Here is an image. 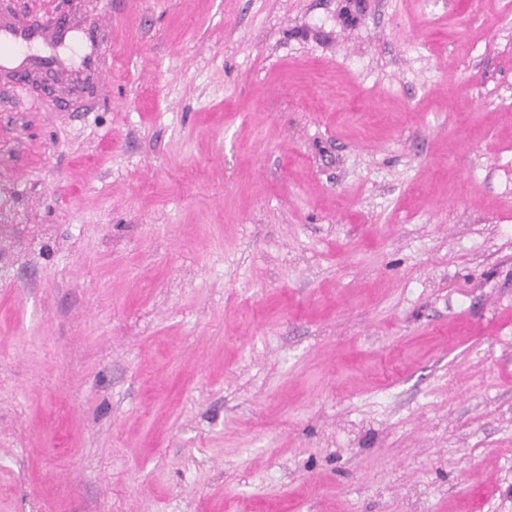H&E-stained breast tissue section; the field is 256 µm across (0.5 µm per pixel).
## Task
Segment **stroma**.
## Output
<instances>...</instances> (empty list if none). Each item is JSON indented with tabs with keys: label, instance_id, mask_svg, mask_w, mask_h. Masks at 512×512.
<instances>
[{
	"label": "stroma",
	"instance_id": "1",
	"mask_svg": "<svg viewBox=\"0 0 512 512\" xmlns=\"http://www.w3.org/2000/svg\"><path fill=\"white\" fill-rule=\"evenodd\" d=\"M0 85V512H512V0H84ZM98 13L88 14L80 27L52 11L35 15L25 21L0 20V64L10 77L4 82L19 95L28 93L26 79L30 72L40 70L56 73L59 79L91 74L101 78L111 64L100 36L112 29ZM69 47L72 55L59 50Z\"/></svg>",
	"mask_w": 512,
	"mask_h": 512
}]
</instances>
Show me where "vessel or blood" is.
Listing matches in <instances>:
<instances>
[{"label": "vessel or blood", "instance_id": "vessel-or-blood-1", "mask_svg": "<svg viewBox=\"0 0 512 512\" xmlns=\"http://www.w3.org/2000/svg\"><path fill=\"white\" fill-rule=\"evenodd\" d=\"M109 27L100 14L90 13L81 25L48 11L24 21L0 20V68L8 70L9 86L26 93L30 72L67 79L103 76L109 67L100 37Z\"/></svg>", "mask_w": 512, "mask_h": 512}]
</instances>
